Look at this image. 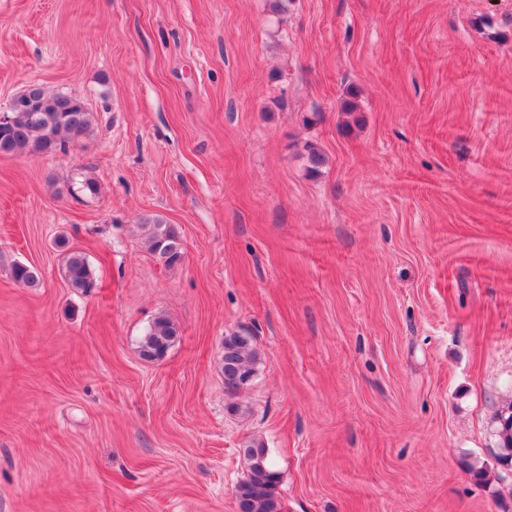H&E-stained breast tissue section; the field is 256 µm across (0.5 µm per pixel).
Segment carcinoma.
Masks as SVG:
<instances>
[{
  "mask_svg": "<svg viewBox=\"0 0 512 512\" xmlns=\"http://www.w3.org/2000/svg\"><path fill=\"white\" fill-rule=\"evenodd\" d=\"M32 102L22 110L9 112L0 125V154L29 152L54 156L67 152L72 141L87 134L93 114L79 99L64 93H49L42 88L31 92ZM142 225L150 251L164 265L171 267L182 261L184 245L181 232L159 216H148ZM64 277L74 290L87 293L95 280L86 255L69 250L63 257ZM12 279L29 288L40 285L37 268L21 262L10 266ZM178 336L176 325L162 315L148 326L141 342L140 355L147 361L162 359ZM259 360L252 337L232 333L224 337L222 373L224 389L235 392L244 386V377L255 372ZM501 458L512 459V402L497 414ZM246 474L235 486L238 512H281L277 494L278 473L274 470L263 441L251 438L242 446Z\"/></svg>",
  "mask_w": 512,
  "mask_h": 512,
  "instance_id": "obj_1",
  "label": "carcinoma"
}]
</instances>
